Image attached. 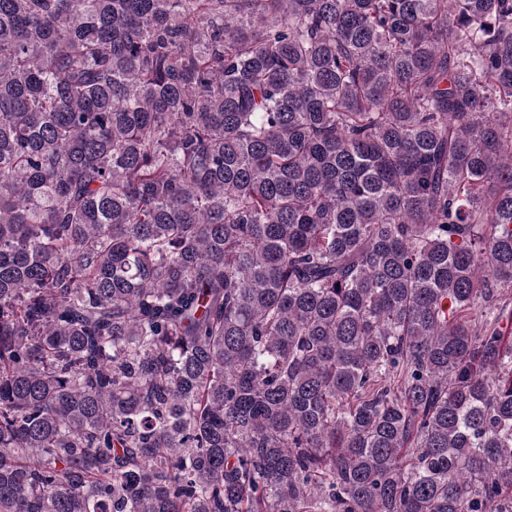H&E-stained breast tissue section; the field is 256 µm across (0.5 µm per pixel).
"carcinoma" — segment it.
<instances>
[{
    "instance_id": "cac0c4a2",
    "label": "carcinoma",
    "mask_w": 512,
    "mask_h": 512,
    "mask_svg": "<svg viewBox=\"0 0 512 512\" xmlns=\"http://www.w3.org/2000/svg\"><path fill=\"white\" fill-rule=\"evenodd\" d=\"M512 0H0V512H512Z\"/></svg>"
}]
</instances>
